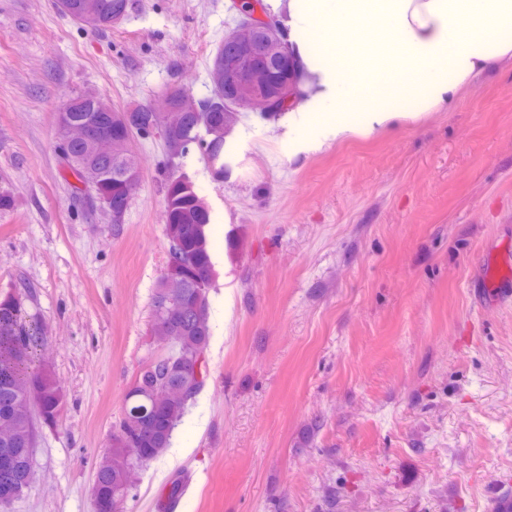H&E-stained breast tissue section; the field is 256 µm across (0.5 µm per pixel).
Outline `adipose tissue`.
Listing matches in <instances>:
<instances>
[{
    "instance_id": "ef3b65f1",
    "label": "adipose tissue",
    "mask_w": 512,
    "mask_h": 512,
    "mask_svg": "<svg viewBox=\"0 0 512 512\" xmlns=\"http://www.w3.org/2000/svg\"><path fill=\"white\" fill-rule=\"evenodd\" d=\"M299 74L288 159L451 112L512 59V0H271Z\"/></svg>"
}]
</instances>
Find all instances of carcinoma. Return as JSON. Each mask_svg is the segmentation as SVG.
<instances>
[{"label":"carcinoma","mask_w":512,"mask_h":512,"mask_svg":"<svg viewBox=\"0 0 512 512\" xmlns=\"http://www.w3.org/2000/svg\"><path fill=\"white\" fill-rule=\"evenodd\" d=\"M59 8L75 19L83 17L87 27L100 30L112 26L111 16L126 15L129 0H57ZM257 65L269 72L264 85L273 91L289 83H295L292 64H274L264 54L255 56ZM82 101L73 119L84 121L92 112L102 117L100 130L112 137L108 148L93 140H76L69 150L73 159L66 168L79 180L87 179L99 185L100 192L110 197L117 186L116 161L128 152L120 141V128L116 119L120 111L102 95L84 97L79 92L69 101ZM232 102L224 98V85L214 86L213 94L196 99L190 110L177 117L174 136L167 139L169 160L182 158L195 145L214 175L224 176V146L226 135L240 120L247 116L244 111L226 112L224 108ZM141 127L159 128L169 116L145 107L136 109ZM164 193V235L169 244V263L166 274L159 281L153 298V320L151 335H173L179 344L172 353L181 367L174 370L167 361L149 362L136 377L133 386L126 392L122 417L117 426H126V438L112 435L111 447L96 464V483L93 496L115 498L130 491L135 484L138 471L158 457L170 446L173 430L190 401L204 386L207 372L196 377L194 359L206 352L212 333L208 306H197L199 298H207L213 278V263L209 249L207 226L211 214L203 197L196 191L194 182L185 175L168 173L162 182ZM180 286V301L174 305L169 301L167 281ZM42 340L40 328L25 319L23 303L17 296L0 299V423L11 431L7 447L14 458L9 471L0 470V485L9 482L27 493L28 470L32 463L34 436L31 424L24 414V397L32 389L44 401V422L52 423L58 416L62 395L60 387L50 369L34 368L36 352ZM163 385H176L184 392V400L175 405L151 408L150 393Z\"/></svg>","instance_id":"carcinoma-1"}]
</instances>
